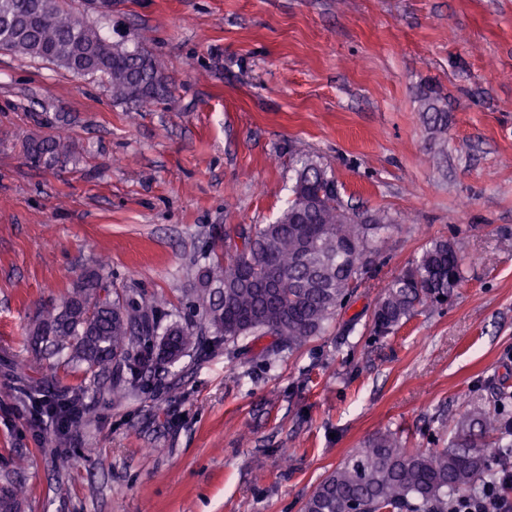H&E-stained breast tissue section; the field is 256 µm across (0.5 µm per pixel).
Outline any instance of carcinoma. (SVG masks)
Here are the masks:
<instances>
[{"label":"carcinoma","mask_w":512,"mask_h":512,"mask_svg":"<svg viewBox=\"0 0 512 512\" xmlns=\"http://www.w3.org/2000/svg\"><path fill=\"white\" fill-rule=\"evenodd\" d=\"M87 3L97 18L75 12L68 0H0V51L98 78L117 103L168 101L171 87L160 62L143 47L127 48L126 31L109 40L98 26L107 13L96 0ZM425 111L433 126L447 127L438 98L427 96ZM25 153L33 167H52L69 157L70 145L56 133L30 140ZM335 185L325 169L301 161L292 199L274 223L243 231L231 254L205 252L193 300L198 322L164 326L166 303L140 302L95 271L82 274L60 307L36 317L29 336L36 352L65 355L58 366L89 385L51 391L43 381L12 374L5 352L0 370L12 381L10 391L35 421L50 419L62 442L71 419L88 411L89 402L106 393L130 395L120 377L101 388L96 379L102 373L130 362L142 372L160 368L205 344L233 353L245 336L273 337L258 353L268 357L321 335L369 279L389 229L382 214L363 223L364 215L343 204ZM464 283L454 243L432 240L388 285L371 332L393 333L419 309L448 303ZM511 406L512 392L503 388L494 408L470 407L456 423L458 438L434 452L410 451L391 433L376 436L317 486L304 512H448V498L486 482L492 459L484 449L512 447V422L503 420ZM4 498L9 512H21L20 490L7 474L0 476Z\"/></svg>","instance_id":"cac0c4a2"}]
</instances>
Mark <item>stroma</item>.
Returning <instances> with one entry per match:
<instances>
[{
	"instance_id": "stroma-1",
	"label": "stroma",
	"mask_w": 512,
	"mask_h": 512,
	"mask_svg": "<svg viewBox=\"0 0 512 512\" xmlns=\"http://www.w3.org/2000/svg\"><path fill=\"white\" fill-rule=\"evenodd\" d=\"M117 24L162 63L171 103L116 105L99 80L0 53V350L17 372L78 385L26 330L91 269L192 317L195 258L272 222L298 158L390 227L323 335L266 360L267 336L191 352L65 443L0 381L22 512H303L370 438L444 448L466 408L512 390V0H114L103 33ZM429 92L447 130L425 122ZM61 126L74 158L32 167L24 142ZM434 238L456 244L465 286L373 335Z\"/></svg>"
}]
</instances>
